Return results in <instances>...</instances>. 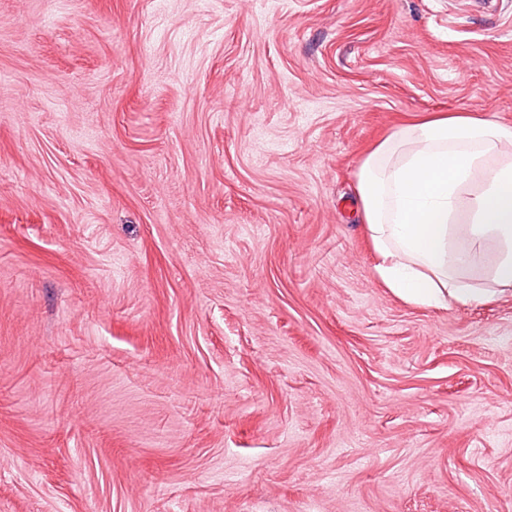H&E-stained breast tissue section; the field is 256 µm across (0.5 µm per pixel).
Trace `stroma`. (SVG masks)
Here are the masks:
<instances>
[{
  "instance_id": "stroma-1",
  "label": "stroma",
  "mask_w": 512,
  "mask_h": 512,
  "mask_svg": "<svg viewBox=\"0 0 512 512\" xmlns=\"http://www.w3.org/2000/svg\"><path fill=\"white\" fill-rule=\"evenodd\" d=\"M512 125V0H0V512H512V297L374 274L362 157Z\"/></svg>"
}]
</instances>
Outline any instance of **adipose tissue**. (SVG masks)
<instances>
[{
  "label": "adipose tissue",
  "mask_w": 512,
  "mask_h": 512,
  "mask_svg": "<svg viewBox=\"0 0 512 512\" xmlns=\"http://www.w3.org/2000/svg\"><path fill=\"white\" fill-rule=\"evenodd\" d=\"M374 271L402 301L481 306L512 294V126L471 112L410 122L357 173Z\"/></svg>",
  "instance_id": "1"
}]
</instances>
